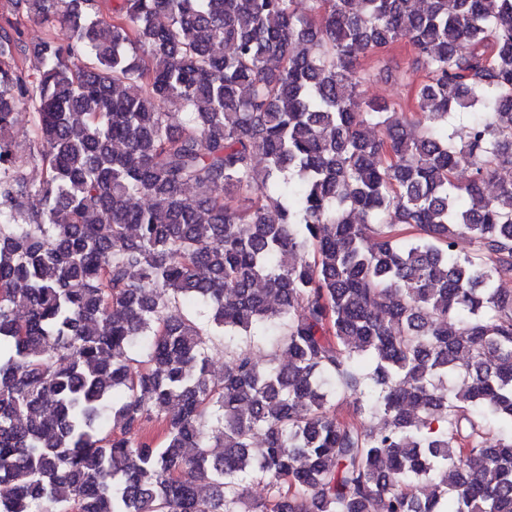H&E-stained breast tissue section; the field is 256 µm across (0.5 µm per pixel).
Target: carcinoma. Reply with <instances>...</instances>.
Here are the masks:
<instances>
[{
	"instance_id": "cac0c4a2",
	"label": "carcinoma",
	"mask_w": 512,
	"mask_h": 512,
	"mask_svg": "<svg viewBox=\"0 0 512 512\" xmlns=\"http://www.w3.org/2000/svg\"><path fill=\"white\" fill-rule=\"evenodd\" d=\"M306 2L12 0L0 512H512V0ZM402 39L411 114L350 80ZM20 112L22 114L19 118L17 134L14 139L15 151L27 161L25 165L27 176L32 180L39 181L43 176V169L38 157H35L38 149L35 129L30 121L29 114H27L29 110H21Z\"/></svg>"
}]
</instances>
